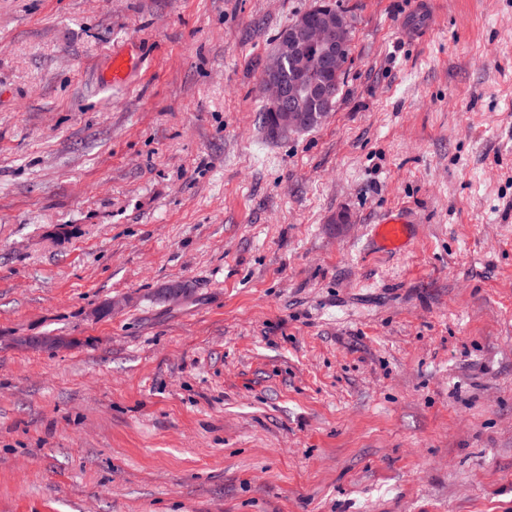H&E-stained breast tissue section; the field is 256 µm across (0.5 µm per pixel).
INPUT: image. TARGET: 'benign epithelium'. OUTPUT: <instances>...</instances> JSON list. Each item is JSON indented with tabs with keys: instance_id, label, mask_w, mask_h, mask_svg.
Returning a JSON list of instances; mask_svg holds the SVG:
<instances>
[{
	"instance_id": "1",
	"label": "benign epithelium",
	"mask_w": 512,
	"mask_h": 512,
	"mask_svg": "<svg viewBox=\"0 0 512 512\" xmlns=\"http://www.w3.org/2000/svg\"><path fill=\"white\" fill-rule=\"evenodd\" d=\"M349 42L350 28L332 0H317V4L300 15L284 33L280 48L275 50L261 78L263 104L273 134L300 132L307 121L300 111L301 93L305 90L313 94L323 92L322 86L308 83L309 76L315 69L328 77L343 74L349 61ZM288 59L294 60L301 71L290 85L279 77Z\"/></svg>"
}]
</instances>
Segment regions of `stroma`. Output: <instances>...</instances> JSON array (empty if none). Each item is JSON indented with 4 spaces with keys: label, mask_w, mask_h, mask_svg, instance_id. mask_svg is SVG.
<instances>
[{
    "label": "stroma",
    "mask_w": 512,
    "mask_h": 512,
    "mask_svg": "<svg viewBox=\"0 0 512 512\" xmlns=\"http://www.w3.org/2000/svg\"><path fill=\"white\" fill-rule=\"evenodd\" d=\"M407 2L273 137L315 0H0V512H512V0ZM343 83V79L340 80L331 88V96H332V102H331V108L329 111L326 110L325 103L318 99H308L306 96L303 98V106L305 110L309 114V122L305 128V130L313 128L320 124L329 114V112H332L333 107L336 103V97L339 93L341 84ZM407 224L405 217H389L377 226V237L389 249L397 250L405 246L407 241Z\"/></svg>",
    "instance_id": "1"
}]
</instances>
